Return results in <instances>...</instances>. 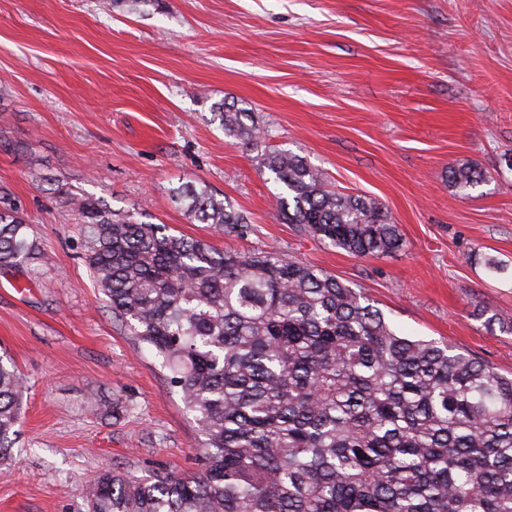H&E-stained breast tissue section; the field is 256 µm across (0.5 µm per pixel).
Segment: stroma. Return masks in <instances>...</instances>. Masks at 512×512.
Returning a JSON list of instances; mask_svg holds the SVG:
<instances>
[{
    "label": "stroma",
    "mask_w": 512,
    "mask_h": 512,
    "mask_svg": "<svg viewBox=\"0 0 512 512\" xmlns=\"http://www.w3.org/2000/svg\"><path fill=\"white\" fill-rule=\"evenodd\" d=\"M223 101L263 137H225ZM270 149L378 204L402 248L359 257L283 223L257 167ZM461 164L483 173L464 193L448 182ZM187 182L247 228L189 218L171 199ZM70 192L220 250L298 258L405 334L510 373L512 0H0V196L36 242L0 270V349L26 383L0 512H88L108 470L201 469L179 390L96 285Z\"/></svg>",
    "instance_id": "1"
}]
</instances>
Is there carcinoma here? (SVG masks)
<instances>
[{
	"label": "carcinoma",
	"instance_id": "cac0c4a2",
	"mask_svg": "<svg viewBox=\"0 0 512 512\" xmlns=\"http://www.w3.org/2000/svg\"><path fill=\"white\" fill-rule=\"evenodd\" d=\"M224 135L253 141L245 109L216 107ZM284 185L278 212L356 256L401 246L366 198L340 193L287 150L258 158ZM453 167L460 191L479 182ZM202 224L244 216L205 185L172 190ZM87 263L136 340L162 359L203 441L195 476L106 471L91 512H512V375L449 344L399 333L363 294L297 259L242 255L67 196ZM19 210L0 207V269L36 250ZM23 380L0 358V455L16 442Z\"/></svg>",
	"mask_w": 512,
	"mask_h": 512
}]
</instances>
